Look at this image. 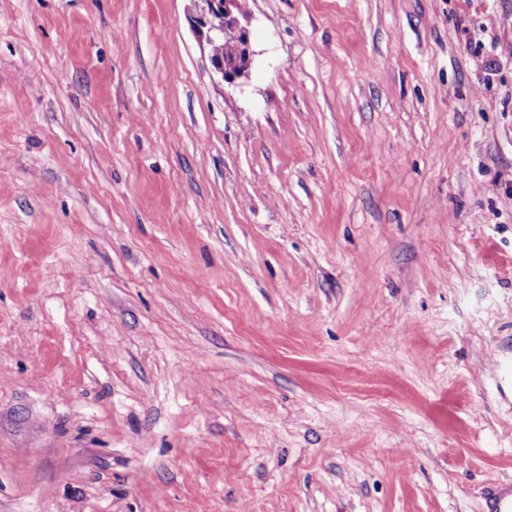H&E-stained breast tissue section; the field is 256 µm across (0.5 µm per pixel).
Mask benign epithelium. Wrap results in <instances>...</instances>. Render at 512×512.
Segmentation results:
<instances>
[{
  "instance_id": "7a95c632",
  "label": "benign epithelium",
  "mask_w": 512,
  "mask_h": 512,
  "mask_svg": "<svg viewBox=\"0 0 512 512\" xmlns=\"http://www.w3.org/2000/svg\"><path fill=\"white\" fill-rule=\"evenodd\" d=\"M203 6L194 16L193 23L199 37L211 47L221 39L243 41V60L225 62L210 59L214 71L221 78L232 83L243 77L251 65L253 50L250 41V17L240 8L239 0H200Z\"/></svg>"
}]
</instances>
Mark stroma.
Wrapping results in <instances>:
<instances>
[{
	"instance_id": "stroma-1",
	"label": "stroma",
	"mask_w": 512,
	"mask_h": 512,
	"mask_svg": "<svg viewBox=\"0 0 512 512\" xmlns=\"http://www.w3.org/2000/svg\"><path fill=\"white\" fill-rule=\"evenodd\" d=\"M0 0V512H485L512 482V0ZM203 3L199 12L194 16L193 23L202 41H205L209 48V58L214 71L221 78L233 83L236 79L243 77L251 65L254 55L250 41V17L248 13L241 10L238 0H194ZM241 39L236 41H221V39ZM214 45V46H213ZM215 57L224 60L242 58L243 62H225L212 57L211 48Z\"/></svg>"
}]
</instances>
